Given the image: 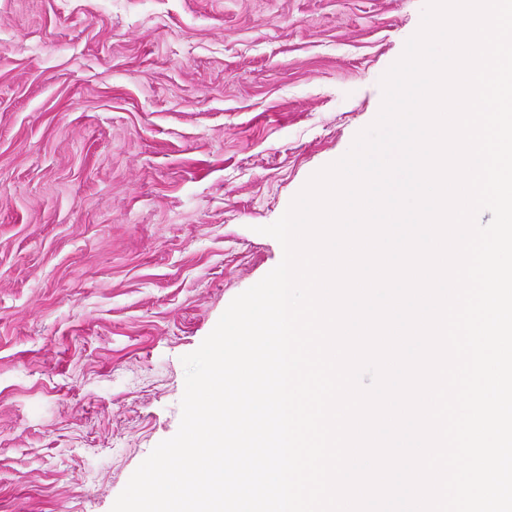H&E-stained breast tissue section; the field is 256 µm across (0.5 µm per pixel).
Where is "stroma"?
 Instances as JSON below:
<instances>
[{
  "mask_svg": "<svg viewBox=\"0 0 512 512\" xmlns=\"http://www.w3.org/2000/svg\"><path fill=\"white\" fill-rule=\"evenodd\" d=\"M423 6L0 0V512H111Z\"/></svg>",
  "mask_w": 512,
  "mask_h": 512,
  "instance_id": "obj_1",
  "label": "stroma"
}]
</instances>
